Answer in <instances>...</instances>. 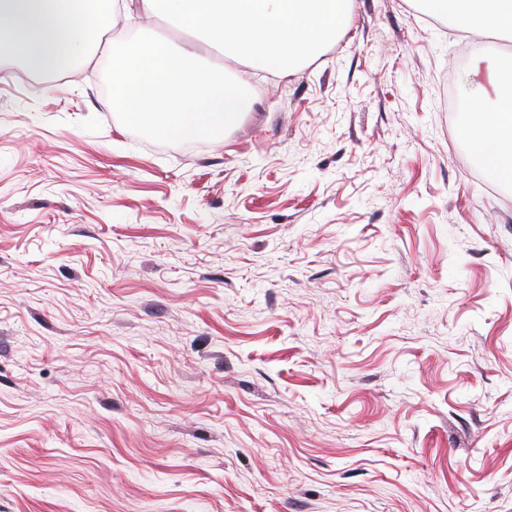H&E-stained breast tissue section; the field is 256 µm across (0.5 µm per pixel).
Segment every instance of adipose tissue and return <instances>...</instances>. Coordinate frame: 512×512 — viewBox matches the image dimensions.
<instances>
[{
	"label": "adipose tissue",
	"instance_id": "1",
	"mask_svg": "<svg viewBox=\"0 0 512 512\" xmlns=\"http://www.w3.org/2000/svg\"><path fill=\"white\" fill-rule=\"evenodd\" d=\"M425 11L474 34H512V0H422ZM462 135L480 168L512 187V63L495 51L474 56Z\"/></svg>",
	"mask_w": 512,
	"mask_h": 512
}]
</instances>
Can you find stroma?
<instances>
[{
  "mask_svg": "<svg viewBox=\"0 0 512 512\" xmlns=\"http://www.w3.org/2000/svg\"><path fill=\"white\" fill-rule=\"evenodd\" d=\"M176 28L0 54V512H512V189L449 82L496 38L353 0L188 149L103 93Z\"/></svg>",
  "mask_w": 512,
  "mask_h": 512,
  "instance_id": "1",
  "label": "stroma"
}]
</instances>
